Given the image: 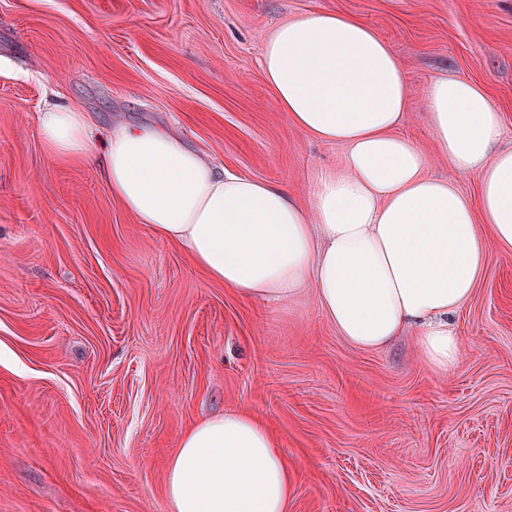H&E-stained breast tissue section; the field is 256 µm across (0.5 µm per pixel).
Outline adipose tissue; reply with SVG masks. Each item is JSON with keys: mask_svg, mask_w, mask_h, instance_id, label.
I'll list each match as a JSON object with an SVG mask.
<instances>
[{"mask_svg": "<svg viewBox=\"0 0 512 512\" xmlns=\"http://www.w3.org/2000/svg\"><path fill=\"white\" fill-rule=\"evenodd\" d=\"M261 73L291 125L344 148L322 171L310 206L276 183L224 170L176 134L120 124L101 173L113 196L159 238L184 247L210 280L246 299L312 287L353 347L381 350L411 326L436 371L453 369L450 319L482 280L487 248L512 251V148L497 149L503 116L480 84L433 78L429 125L439 155L479 176L468 196L428 174L429 158L399 134L409 90L392 46L358 18L313 11L285 20L261 49ZM47 151L86 157L77 107L39 118ZM279 441L245 410L196 421L166 468L173 512H288Z\"/></svg>", "mask_w": 512, "mask_h": 512, "instance_id": "obj_1", "label": "adipose tissue"}]
</instances>
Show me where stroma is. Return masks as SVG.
Returning a JSON list of instances; mask_svg holds the SVG:
<instances>
[{"instance_id":"1","label":"stroma","mask_w":512,"mask_h":512,"mask_svg":"<svg viewBox=\"0 0 512 512\" xmlns=\"http://www.w3.org/2000/svg\"><path fill=\"white\" fill-rule=\"evenodd\" d=\"M313 10L392 45L400 132L475 195L477 175L436 155L426 88L483 83L512 147V0H0V512H173L181 433L237 410L277 433L288 512H512V252L489 249L444 374L415 329L360 351L313 289L246 300L205 279L100 175L112 125H149L309 203L343 149L289 123L260 50ZM67 105L94 129L79 164L40 138V112Z\"/></svg>"}]
</instances>
